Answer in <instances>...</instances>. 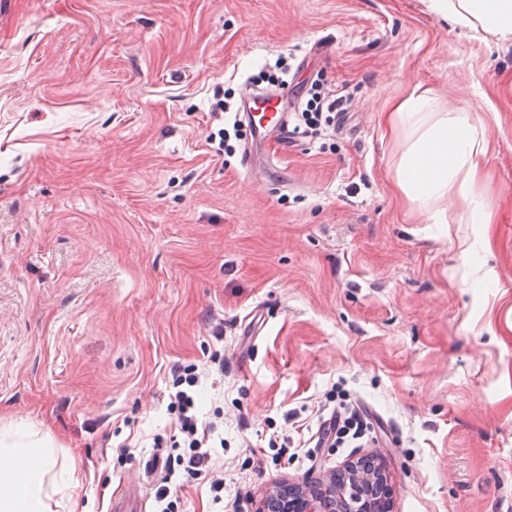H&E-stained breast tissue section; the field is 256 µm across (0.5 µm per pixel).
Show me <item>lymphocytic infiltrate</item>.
Instances as JSON below:
<instances>
[{"mask_svg": "<svg viewBox=\"0 0 512 512\" xmlns=\"http://www.w3.org/2000/svg\"><path fill=\"white\" fill-rule=\"evenodd\" d=\"M302 103L299 127L304 135L318 138L335 128L343 100L329 96L320 81H312ZM171 375L166 400L174 433L168 438L157 435L152 440L157 450L154 460L161 468L160 478L153 487L157 512H179L176 486L182 472L200 480L214 503L224 500V481L214 477L211 471L214 451L224 445V415L218 412L213 418L204 419L198 392L202 373L196 364L175 366ZM332 417L331 447L343 448L365 436L367 425L355 407L337 403Z\"/></svg>", "mask_w": 512, "mask_h": 512, "instance_id": "1", "label": "lymphocytic infiltrate"}]
</instances>
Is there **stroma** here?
Masks as SVG:
<instances>
[{
  "mask_svg": "<svg viewBox=\"0 0 512 512\" xmlns=\"http://www.w3.org/2000/svg\"><path fill=\"white\" fill-rule=\"evenodd\" d=\"M281 56L344 117L255 145L250 171L206 141L213 93ZM414 93L483 123L492 223L409 208L383 117ZM188 363L224 411V505L184 475L183 512H259L352 453L390 512H512V39L427 0H0V420L49 428L72 512H107L155 484ZM338 387L372 443L268 448ZM128 489L124 495V497H121L119 499H114L111 502L109 511L110 512H133L137 511L138 509L135 508L133 505L136 504L142 506L141 502L146 501L147 499V493L145 491V486L143 484H140L138 486L134 485H127ZM141 501V502H140Z\"/></svg>",
  "mask_w": 512,
  "mask_h": 512,
  "instance_id": "stroma-1",
  "label": "stroma"
}]
</instances>
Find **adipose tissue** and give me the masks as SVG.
Here are the masks:
<instances>
[{"instance_id": "ef3b65f1", "label": "adipose tissue", "mask_w": 512, "mask_h": 512, "mask_svg": "<svg viewBox=\"0 0 512 512\" xmlns=\"http://www.w3.org/2000/svg\"><path fill=\"white\" fill-rule=\"evenodd\" d=\"M432 12L454 27L512 38V0H429ZM391 123L402 147L395 180L409 204L430 223L448 221L454 202L462 224H486L488 207L476 185L488 150L485 128L469 111H445L424 94L401 102ZM51 433L8 422L0 425V512H69L75 485L57 467Z\"/></svg>"}]
</instances>
